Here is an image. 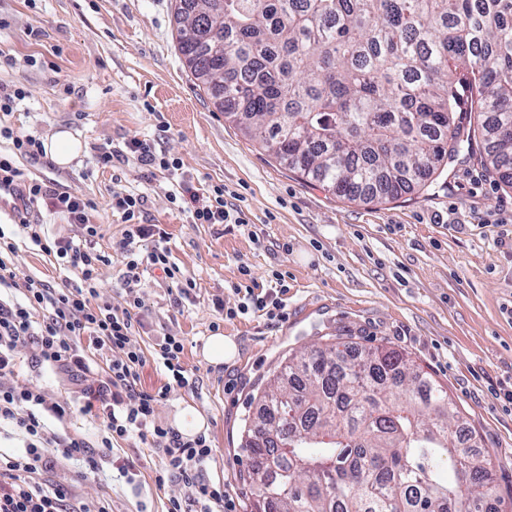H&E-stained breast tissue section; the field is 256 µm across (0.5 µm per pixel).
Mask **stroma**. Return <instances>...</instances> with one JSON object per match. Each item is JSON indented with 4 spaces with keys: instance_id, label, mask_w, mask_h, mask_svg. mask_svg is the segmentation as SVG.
<instances>
[{
    "instance_id": "stroma-1",
    "label": "stroma",
    "mask_w": 512,
    "mask_h": 512,
    "mask_svg": "<svg viewBox=\"0 0 512 512\" xmlns=\"http://www.w3.org/2000/svg\"><path fill=\"white\" fill-rule=\"evenodd\" d=\"M176 0H0V82L20 84L26 97L0 127L41 138L70 132L83 145L66 167L49 158L17 159L27 178L47 180L95 204L108 252L97 284L113 305L124 304L125 259L113 241L125 229L108 190L120 183L144 194L146 217L169 234L170 261L193 279L192 299L174 280L146 275L147 304L133 339L150 349L172 334L192 389L170 392L156 420L172 426L185 405L205 419L214 449L207 476L242 498L240 449L250 399L288 354L338 341L355 351L386 346L409 355L447 389L496 459V492L512 498V406L498 394L512 387V186L477 163L453 164L445 185L386 203L350 201L279 164L227 118L185 66L176 40ZM154 141L177 159L186 180L205 192L224 185L239 200L254 233L221 224H193L172 203L165 174L146 179L136 161L115 169L93 165L100 146ZM249 268L257 292L286 272L287 316L250 312L216 320L211 300L234 308V287ZM233 338L238 355L214 366L199 351L213 333ZM15 385L36 384L65 400L67 379L38 368L36 349L20 353ZM135 458L137 475L123 474ZM160 460L138 440L115 444L97 469L61 461L41 473L64 485L71 501L105 498L112 512H166L179 483L157 487Z\"/></svg>"
}]
</instances>
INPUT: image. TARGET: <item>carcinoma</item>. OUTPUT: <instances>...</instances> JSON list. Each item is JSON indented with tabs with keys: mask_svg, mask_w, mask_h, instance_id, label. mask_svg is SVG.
<instances>
[{
	"mask_svg": "<svg viewBox=\"0 0 512 512\" xmlns=\"http://www.w3.org/2000/svg\"><path fill=\"white\" fill-rule=\"evenodd\" d=\"M223 2L176 0L178 49L289 169L363 202L460 158L512 184V0ZM253 401L247 512H500L491 456L398 350H305Z\"/></svg>",
	"mask_w": 512,
	"mask_h": 512,
	"instance_id": "carcinoma-1",
	"label": "carcinoma"
}]
</instances>
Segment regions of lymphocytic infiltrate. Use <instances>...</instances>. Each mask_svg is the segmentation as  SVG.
I'll list each match as a JSON object with an SVG mask.
<instances>
[{
    "label": "lymphocytic infiltrate",
    "instance_id": "1",
    "mask_svg": "<svg viewBox=\"0 0 512 512\" xmlns=\"http://www.w3.org/2000/svg\"><path fill=\"white\" fill-rule=\"evenodd\" d=\"M0 136L12 142L11 154H0V183L17 190L19 204L14 216L21 230L32 245L53 256L69 273L59 288L38 277L18 278L11 260L17 245L0 229V287L18 290L23 296L17 302L0 295V425H9L24 441L22 452L0 453V512H67L63 509L67 489L43 486L36 476L59 460L75 457L82 458L89 468H97L99 455L83 439L48 432L45 425V416L63 420L76 411L101 418L104 450H111L114 441L133 437L156 443L162 460L155 471L156 485L176 481L185 489L183 498L171 499L167 512H238L236 501L223 484L205 476L213 457L205 434L183 435L158 424L155 410L160 396L141 386L140 371L150 359L163 367L166 390L191 384L182 362L181 337L163 336L149 355L132 340L146 309L143 297L135 293L144 272L157 270L166 278L177 279L166 245L167 233L161 225L147 220L144 196L116 185L110 190L112 208L126 225L115 246L127 258L123 280L134 293L126 306L117 307L97 286V271L107 257L96 247L99 227L89 218L93 201L52 183L25 181L15 160L44 157L42 140L32 134H14L7 127L0 129ZM132 159L147 174L167 173L176 192L188 198L191 223L249 226L241 207L228 206L223 186H213L205 197L192 193L180 174L178 161L158 152L151 141L133 139L120 148L100 147L93 156L101 167ZM40 202L49 212L64 215L79 227L80 236L47 239L43 226L27 217L29 207ZM31 343L36 346L40 365L80 385V402L51 398L36 386L9 385L21 349Z\"/></svg>",
    "mask_w": 512,
    "mask_h": 512
}]
</instances>
